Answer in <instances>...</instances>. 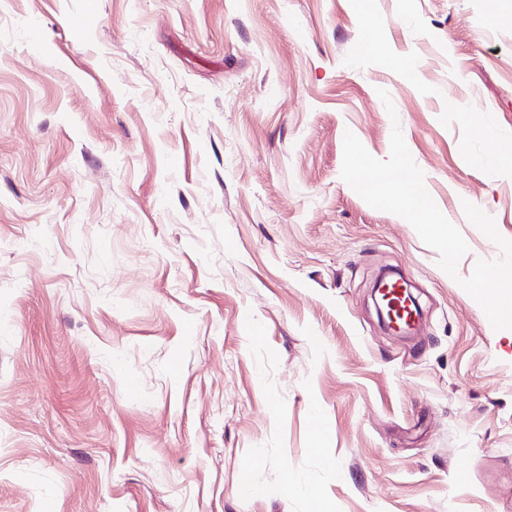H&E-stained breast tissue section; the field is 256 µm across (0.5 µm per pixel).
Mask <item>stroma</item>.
I'll return each instance as SVG.
<instances>
[{"instance_id": "1", "label": "stroma", "mask_w": 512, "mask_h": 512, "mask_svg": "<svg viewBox=\"0 0 512 512\" xmlns=\"http://www.w3.org/2000/svg\"><path fill=\"white\" fill-rule=\"evenodd\" d=\"M486 2L0 0V512H512V331L458 283L463 202L512 240ZM396 121L458 279L341 178ZM403 282L407 285V287L401 285L399 288H396V290L398 294L402 296L403 301L406 303L405 305L411 312L412 318L409 320V323L404 326L397 322L393 314L392 304H389L388 301L390 287L388 283L385 282V278L382 275H380L374 283L372 296L374 299V305L379 322L383 328L393 335L406 337L412 335L413 331L416 329V326L422 316V310L417 297H415L412 293V288H410L412 286L411 283L407 279H403ZM377 294L381 296L380 298L383 302L386 301L385 304L381 305L379 303L376 297Z\"/></svg>"}]
</instances>
